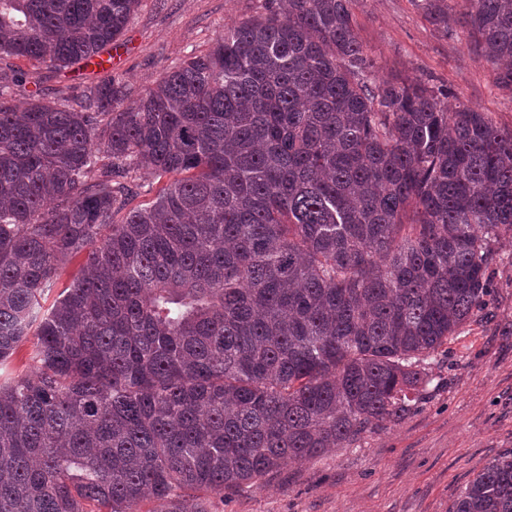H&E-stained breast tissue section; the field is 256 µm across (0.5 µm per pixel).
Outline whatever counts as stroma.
Wrapping results in <instances>:
<instances>
[{
	"label": "stroma",
	"mask_w": 512,
	"mask_h": 512,
	"mask_svg": "<svg viewBox=\"0 0 512 512\" xmlns=\"http://www.w3.org/2000/svg\"><path fill=\"white\" fill-rule=\"evenodd\" d=\"M352 11L376 80L398 75L447 85L456 92L449 106L488 113L512 130V93L496 86L467 29L432 22L423 0H354ZM263 12V0H139L112 54L126 103L188 55L206 52L226 26ZM13 66L38 78L50 98L80 95L96 79L23 59ZM495 250L488 303L449 339L420 403L351 447L210 497L209 512H454L485 466L512 455V234Z\"/></svg>",
	"instance_id": "35a3bbf8"
}]
</instances>
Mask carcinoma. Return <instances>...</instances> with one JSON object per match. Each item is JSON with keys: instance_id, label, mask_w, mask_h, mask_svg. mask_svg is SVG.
Instances as JSON below:
<instances>
[{"instance_id": "1", "label": "carcinoma", "mask_w": 512, "mask_h": 512, "mask_svg": "<svg viewBox=\"0 0 512 512\" xmlns=\"http://www.w3.org/2000/svg\"><path fill=\"white\" fill-rule=\"evenodd\" d=\"M138 2L0 0V60L83 69ZM352 2L265 0L126 107L110 74L20 107L0 67V367L36 363L0 379V512H207L386 429L485 307L512 130L369 83ZM424 2L512 91V0ZM140 170L173 180L132 207ZM456 512H512V457ZM85 260V255H80L67 263L60 271V275L57 280V285L50 294L46 306L52 304L55 298L58 297L59 293L70 284V282L80 274L82 265Z\"/></svg>"}]
</instances>
